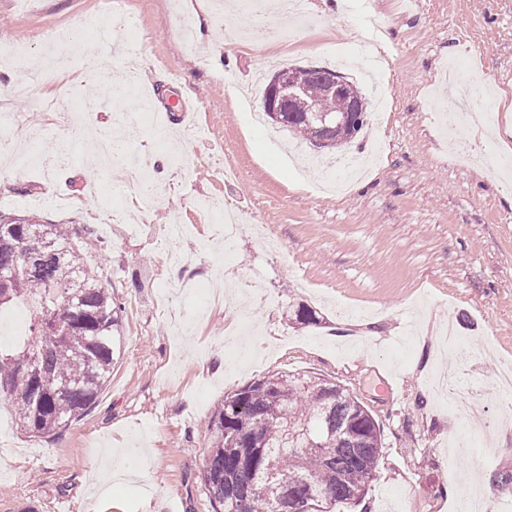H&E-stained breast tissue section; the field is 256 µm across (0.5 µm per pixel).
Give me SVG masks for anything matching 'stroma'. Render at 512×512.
Instances as JSON below:
<instances>
[{"instance_id": "obj_1", "label": "stroma", "mask_w": 512, "mask_h": 512, "mask_svg": "<svg viewBox=\"0 0 512 512\" xmlns=\"http://www.w3.org/2000/svg\"><path fill=\"white\" fill-rule=\"evenodd\" d=\"M342 12L309 0L295 39L256 47L241 30L250 8L216 0H127L137 27L118 35L142 62L152 109L195 105L205 139L189 141L177 116L130 119L137 98L105 103L86 61L121 72L124 55L91 34L101 0H32L17 13L0 0V138L37 136V161L0 165V212L94 230L88 264L122 304L120 353L95 404L40 437L21 431L0 398V512H213L202 481L206 424L224 395L276 371L334 381L368 406L384 439L368 486L371 512H462L471 493L494 512L512 504V394L496 385L512 361V151L490 126L512 125V0H344ZM194 39L183 44L179 21ZM68 31L72 76L38 82L45 33ZM301 67L381 62L385 107L351 142L316 152L281 131L282 152L328 162L365 158L341 193L304 189L252 127L267 56ZM464 61L471 81L448 96L445 71ZM120 138L149 165L159 199L138 211L140 189L94 161L98 141ZM65 149L67 163L54 160ZM164 155L165 167L153 165ZM238 217L231 245L219 211ZM181 273L159 252L169 224ZM167 238V237H166ZM317 323L290 321L297 305ZM453 366L478 410L453 412L430 380ZM396 389H388L390 374ZM143 443L137 482L92 493L109 448Z\"/></svg>"}]
</instances>
